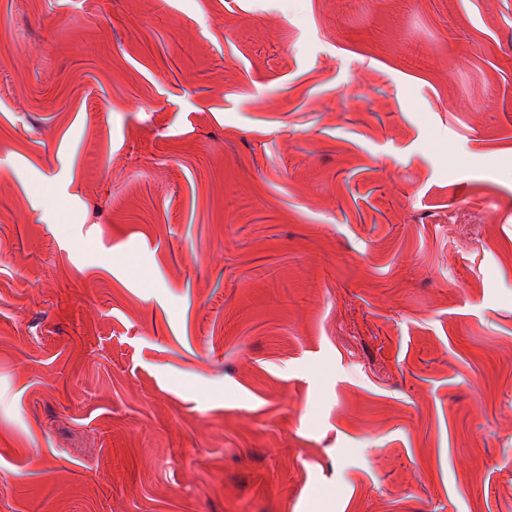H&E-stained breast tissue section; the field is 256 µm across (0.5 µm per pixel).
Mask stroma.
<instances>
[{
  "instance_id": "stroma-1",
  "label": "stroma",
  "mask_w": 512,
  "mask_h": 512,
  "mask_svg": "<svg viewBox=\"0 0 512 512\" xmlns=\"http://www.w3.org/2000/svg\"><path fill=\"white\" fill-rule=\"evenodd\" d=\"M0 512H512V0H0Z\"/></svg>"
}]
</instances>
